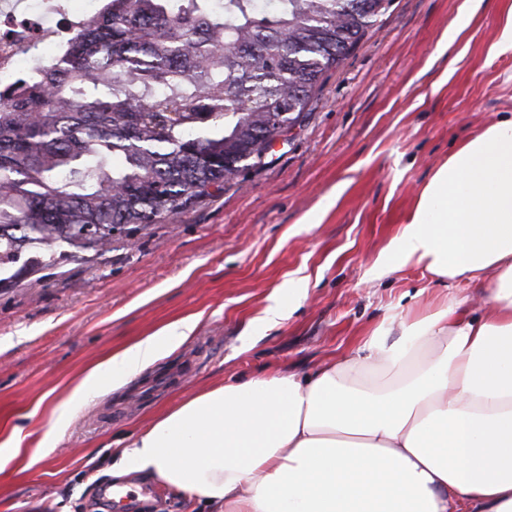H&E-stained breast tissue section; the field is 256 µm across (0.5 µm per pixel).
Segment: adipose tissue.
I'll use <instances>...</instances> for the list:
<instances>
[{"instance_id":"obj_1","label":"adipose tissue","mask_w":512,"mask_h":512,"mask_svg":"<svg viewBox=\"0 0 512 512\" xmlns=\"http://www.w3.org/2000/svg\"><path fill=\"white\" fill-rule=\"evenodd\" d=\"M448 295L309 375L260 373L197 393L124 444L140 472L212 512H512V115L460 143L388 247ZM192 320L101 359L55 410L121 388L187 339Z\"/></svg>"}]
</instances>
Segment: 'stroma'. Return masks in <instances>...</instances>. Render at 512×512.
<instances>
[{
    "label": "stroma",
    "mask_w": 512,
    "mask_h": 512,
    "mask_svg": "<svg viewBox=\"0 0 512 512\" xmlns=\"http://www.w3.org/2000/svg\"><path fill=\"white\" fill-rule=\"evenodd\" d=\"M512 0H390L303 121L223 193L122 235L89 262L0 289V512H114L110 445L182 399L261 371L309 374L448 292L386 249L461 141L512 113ZM458 29L456 40L448 32ZM301 289L268 325L267 309ZM191 338L109 396L54 409L86 369L185 318ZM133 512H196L139 473Z\"/></svg>",
    "instance_id": "obj_1"
}]
</instances>
